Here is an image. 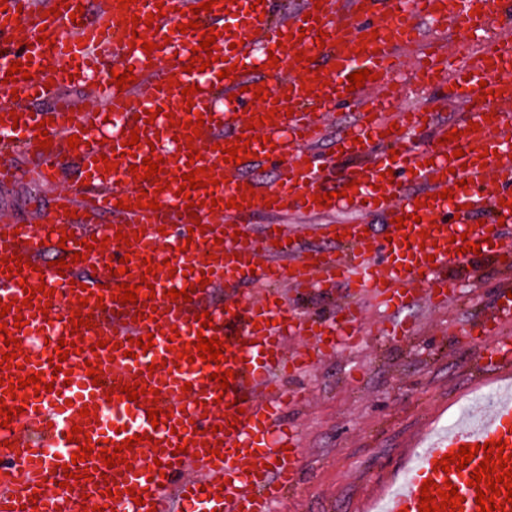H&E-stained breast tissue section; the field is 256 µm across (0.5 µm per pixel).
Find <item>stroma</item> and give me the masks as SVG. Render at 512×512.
Wrapping results in <instances>:
<instances>
[{"label": "stroma", "instance_id": "obj_1", "mask_svg": "<svg viewBox=\"0 0 512 512\" xmlns=\"http://www.w3.org/2000/svg\"><path fill=\"white\" fill-rule=\"evenodd\" d=\"M14 161L25 176L0 186V210L21 221L50 209L56 192L77 175L76 162L65 154L62 176L51 187L31 178L33 153H17ZM499 278L492 262L480 258L459 278L458 298L447 307L420 304L396 314L365 306L358 346H341L337 355L284 379L285 390L304 395L287 413L299 432L300 478L271 512H365L396 487L423 430H446L462 408L473 407L480 389L512 385L492 367L483 388L471 383L487 344L473 328L495 317ZM399 318L418 326V334L405 340L379 336L381 327Z\"/></svg>", "mask_w": 512, "mask_h": 512}]
</instances>
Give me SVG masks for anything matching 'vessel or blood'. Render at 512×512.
I'll use <instances>...</instances> for the list:
<instances>
[{"label": "vessel or blood", "mask_w": 512, "mask_h": 512, "mask_svg": "<svg viewBox=\"0 0 512 512\" xmlns=\"http://www.w3.org/2000/svg\"><path fill=\"white\" fill-rule=\"evenodd\" d=\"M202 0H135L119 8L118 0H98L91 15L76 16L87 0H8L0 10V81L10 65L30 61V80L15 83V96L0 97V184L18 182L22 173L6 155L9 147H34L37 171L51 178L70 136H78L76 153L86 182H74L60 193L57 206L38 213L34 222L16 226L9 212L0 213L7 233L0 235V259L20 254L28 263L21 277L0 273V302L21 304L25 289H35L32 307H23L25 326L18 331L26 339L24 368H0V398L20 413L8 427H0V460L15 463L19 477L0 475V512H78L83 501L108 506L110 512H171L180 501L183 512H270V503L295 482L299 468L298 439L285 421L289 401L279 381L290 370L311 366L318 357L336 352L354 341L355 324L362 313L361 300L379 302L397 311L427 301L447 306L454 295V273L482 256L503 273L512 272V245L506 228L512 224V0H305L303 12L274 15L254 6L253 0H217L211 11L193 13ZM58 15H51V8ZM315 13L318 24L304 20ZM138 17V26L129 17ZM199 29H190V21ZM431 21L449 32L457 47L419 42L420 21ZM29 29L28 45L14 39L18 25ZM187 33H180V25ZM223 28L212 46L210 68L190 69L194 47L203 31ZM156 43L146 52L132 46L134 33ZM48 42H41V35ZM305 60H297V51ZM413 52V77L420 86L446 79L450 107L458 119L438 123L435 112L416 107L390 113L394 73ZM235 70H228V63ZM260 68V78L249 77ZM327 67L332 83L328 97L315 103L302 89L306 70ZM369 69L377 80L349 90V76ZM133 71L136 81L119 89L114 73ZM228 78H220V71ZM86 86L93 106L76 110L64 91L69 85ZM199 85L192 99L184 87ZM264 86L270 100H254L252 85ZM50 96V106L35 109L31 100ZM495 103L493 116L483 107ZM256 104L264 124L256 126L250 157L243 164L225 162L223 149L233 147L246 126L237 114ZM349 113V122L336 136L343 155L357 156L361 165L337 167L321 162L319 145L324 140L332 110ZM156 113L145 123V111ZM112 116V130L103 133L104 114ZM205 117L204 167L219 166L226 180L218 185L191 190L189 197L176 193L178 178L187 173L188 131L185 121ZM47 122L51 147L37 149L36 124ZM478 123L469 132L470 123ZM138 129L139 142L131 155L123 143L130 129ZM433 130L427 147L414 141L421 129ZM459 130L455 141H445L450 130ZM116 157L115 170L105 171L103 157ZM163 158L159 178L139 180L131 165L144 158ZM275 161L272 181L253 177V170ZM498 174L500 185L486 194L488 174ZM347 196H340V189ZM452 199H444L442 190ZM255 192L243 209L229 207L231 197ZM330 193L328 205L315 203V195ZM157 199L158 209L137 207L140 194ZM195 202L196 211L186 209ZM319 214L325 209H350L380 214L386 219L404 218L402 229L389 237L365 232L360 224H314L312 235L326 246L320 250L289 242L288 231L265 225L250 231L247 217L281 209ZM419 220H411V213ZM205 229L192 231L193 217ZM71 224L75 236L62 240L59 227ZM142 238H135V231ZM431 243L422 246L420 231ZM133 236L122 246L130 254L126 274H119L118 260L102 249L87 253L85 264H104L111 273L103 279L82 276L83 264L73 262L80 240L91 236ZM466 236L479 244V253L457 254L455 237ZM59 251L70 266L64 273L45 260ZM207 261H199L200 253ZM158 271L152 287H140L147 264ZM208 286H200V278ZM139 285L137 304L113 301L112 291L123 283ZM251 283L252 297L240 305L238 288ZM53 289L52 298L39 285ZM342 284L352 288L351 301L337 305V320L298 318L285 301L284 288H312ZM189 289L190 300L169 301L168 290ZM224 291L223 306H211L213 289ZM512 282L497 288L498 315L480 331L492 337L481 359L485 364L512 366V338L501 335L505 318L512 317ZM87 306H79V298ZM90 315L92 328L73 331L71 314ZM143 320H136V313ZM210 313L212 325L202 328L199 314ZM16 315V316H19ZM16 316L6 315L7 325ZM83 336L94 347L93 365L84 355H69L61 373H54L49 359L59 342ZM152 336L154 345L140 352L138 338ZM314 339V350L288 351L291 336ZM218 338L224 359L217 363L188 362L182 353L199 338ZM155 374H147L148 365ZM95 368L102 375L94 383L87 374ZM232 371L230 391L212 381L213 373ZM40 374L53 382L50 392L34 387L17 389L8 397L3 386L10 379ZM138 382L159 392L158 408L165 415L158 424L147 417L149 405L128 399L107 401L109 388ZM88 416H80V409ZM476 422H462L432 436L421 448L413 466L389 497L388 512H419L424 480L452 482L463 498V512H478L477 491L469 479L476 462L462 470L443 472L435 460L458 452L460 446L481 445L489 440L506 443L512 457V397L482 403ZM81 427L91 438L93 452L87 461L72 462L78 446L67 439L72 427ZM142 435L126 464L104 468V446H116ZM183 453H176V446ZM90 470L85 479L70 480L60 487L64 465ZM196 475L185 479V465ZM110 492L102 494L100 482ZM143 505H135L134 495Z\"/></svg>", "instance_id": "vessel-or-blood-1"}]
</instances>
